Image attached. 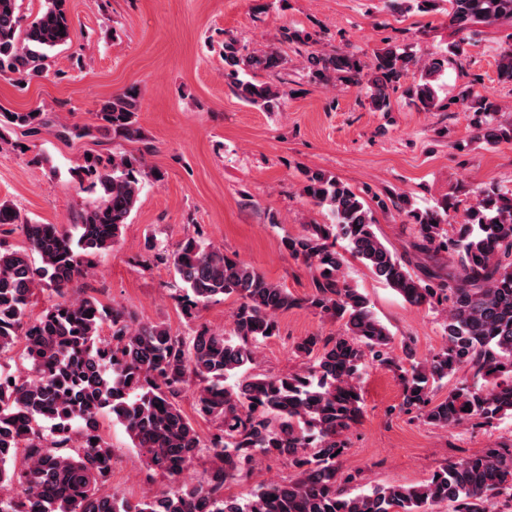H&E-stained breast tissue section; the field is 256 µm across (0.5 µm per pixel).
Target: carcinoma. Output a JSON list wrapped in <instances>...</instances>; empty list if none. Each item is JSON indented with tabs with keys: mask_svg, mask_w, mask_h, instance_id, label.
I'll return each instance as SVG.
<instances>
[{
	"mask_svg": "<svg viewBox=\"0 0 512 512\" xmlns=\"http://www.w3.org/2000/svg\"><path fill=\"white\" fill-rule=\"evenodd\" d=\"M449 24L459 31L476 24L512 23V0H448ZM67 0H44L43 9L22 24L18 0H0V76L19 85L49 72V59L72 42ZM459 45L419 62L388 46L375 53L371 74L351 51L308 52L311 77L366 84L372 108H390V90L411 69L419 82L408 88L423 109L437 106V81ZM275 50H251L235 39L224 41V79L244 102L266 112L280 109L285 92L249 73L284 69ZM497 79L512 84V44L500 46ZM458 104L479 117L474 138L487 145L512 141V124L497 123L501 107L490 94L470 86ZM135 88L99 104L90 125L55 124L34 108L11 112L0 107V128L18 127L60 138L114 133L142 138L136 124ZM83 175L100 188L98 202L70 228L38 224L0 200V225H13L24 237L18 249L0 251V354L24 343L32 375H0V512H429L449 501L454 512H489V501L512 500V448L499 445L435 472L416 487L358 490L355 475L342 471L345 431L362 414V369L367 357L392 365V338L375 317L367 298L344 274L346 257L336 241L415 306L448 308L444 345L430 358L402 370L401 410L448 429L469 423L489 425L512 417V191L480 188L475 204L458 213L445 203L422 212L396 195L377 200L414 225L411 244L419 254L448 253V276L433 267L410 272V260L386 246L374 230L375 218L350 186L319 171L303 173L302 194L328 211L330 224H310L306 234L282 239L289 256L313 272L308 307L343 321L338 336H307L294 346L305 360L295 374L250 372L261 343L279 332L277 316L300 306L287 289L257 268L232 259L199 235L185 237L172 252L155 259L171 266L181 283L182 309L193 311L219 296L238 305L231 330L205 325L184 337L163 324L141 323L129 310L108 307L93 296L66 298L69 285L87 273L90 256L109 248L139 201L145 175L143 156L97 155L85 160ZM62 301L39 317L27 314L38 288ZM108 328L109 336L100 332ZM459 372V380L440 400L436 386ZM196 384L199 415L211 421L213 464L201 483L184 486L181 475L200 450L192 422L179 406L181 393ZM112 415L150 466L172 486L160 497L137 502L98 494L112 474L111 446L100 434V418ZM23 449L24 463L15 458ZM285 456L299 478L273 481L245 500L224 496V486L247 478L260 458Z\"/></svg>",
	"mask_w": 512,
	"mask_h": 512,
	"instance_id": "obj_1",
	"label": "carcinoma"
}]
</instances>
